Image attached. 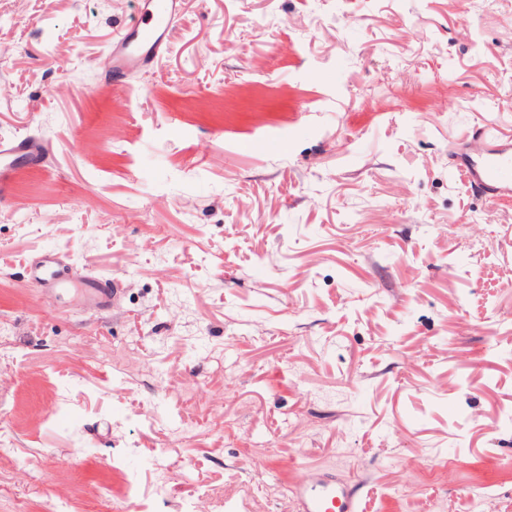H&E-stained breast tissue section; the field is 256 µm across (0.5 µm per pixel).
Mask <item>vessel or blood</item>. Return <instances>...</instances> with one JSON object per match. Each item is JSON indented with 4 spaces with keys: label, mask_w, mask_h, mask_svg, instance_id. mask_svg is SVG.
<instances>
[{
    "label": "vessel or blood",
    "mask_w": 512,
    "mask_h": 512,
    "mask_svg": "<svg viewBox=\"0 0 512 512\" xmlns=\"http://www.w3.org/2000/svg\"><path fill=\"white\" fill-rule=\"evenodd\" d=\"M183 0H145L139 21L120 31L112 42L107 63L114 74L123 75L154 63L167 48L173 21ZM45 161L44 147L35 137L0 141V203H9L21 166L39 167ZM454 166L467 183L494 200L512 199V140L489 129L463 143L456 151ZM58 254L45 252L31 267L35 288L49 290L66 286L59 269ZM83 294L95 308L104 309L110 296L99 278L86 276L80 282ZM295 512H359V498L348 483L329 478L300 479L290 491Z\"/></svg>",
    "instance_id": "b4317fda"
}]
</instances>
